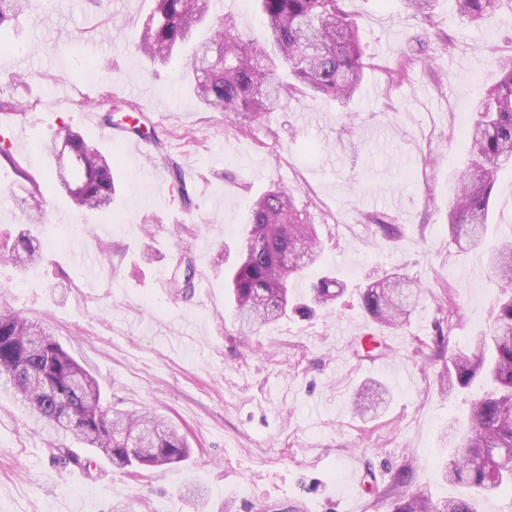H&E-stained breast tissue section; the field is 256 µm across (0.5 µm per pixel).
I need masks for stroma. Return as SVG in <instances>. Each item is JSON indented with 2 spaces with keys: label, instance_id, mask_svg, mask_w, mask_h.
Here are the masks:
<instances>
[{
  "label": "stroma",
  "instance_id": "35a3bbf8",
  "mask_svg": "<svg viewBox=\"0 0 512 512\" xmlns=\"http://www.w3.org/2000/svg\"><path fill=\"white\" fill-rule=\"evenodd\" d=\"M150 5L27 0L0 27V129L18 111L32 116L27 141L0 157V256L24 233L43 254L25 271L0 259V305L44 323L99 380L105 406L154 413L190 454L114 468L74 434L47 435L0 390V512H392L403 493L456 495L442 478V433L468 423L481 386L449 388L448 358L493 324L501 286L472 273L480 254L458 249L447 215L470 156L461 130L512 57V13L484 32L455 0L426 14L402 0H345L368 62L353 98L291 95L243 133L184 82L191 48L165 66L138 51ZM213 12L263 35L257 0H215ZM77 87L98 96L106 124L132 104L163 113L153 158L102 144ZM65 124L112 156L111 211L79 212L57 190L41 146ZM175 165L192 174L181 208L156 175ZM275 182L316 224L323 252L290 280L291 312L243 333L225 273L255 197ZM491 205L495 244L512 236V166L498 172ZM391 273L423 294L385 330L357 293ZM321 275L345 285L325 307L310 294ZM366 327L375 342L359 340ZM389 354L406 376L363 365ZM361 467L363 490L349 480ZM404 471L408 485L396 486Z\"/></svg>",
  "mask_w": 512,
  "mask_h": 512
}]
</instances>
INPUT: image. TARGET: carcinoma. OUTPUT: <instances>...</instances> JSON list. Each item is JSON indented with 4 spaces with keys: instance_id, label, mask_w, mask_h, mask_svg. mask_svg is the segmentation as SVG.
<instances>
[{
    "instance_id": "cac0c4a2",
    "label": "carcinoma",
    "mask_w": 512,
    "mask_h": 512,
    "mask_svg": "<svg viewBox=\"0 0 512 512\" xmlns=\"http://www.w3.org/2000/svg\"><path fill=\"white\" fill-rule=\"evenodd\" d=\"M138 49L158 66L194 43L188 84L211 109L248 129L275 111L282 98L299 92L310 98L349 100L366 63L359 26L342 0H258L266 42L252 39L230 20H214L209 36L197 39L209 14L210 0H152ZM471 25L493 22L505 0H455ZM23 0H0V25L17 16ZM285 65L292 82L276 78ZM471 162L460 173L448 226L457 244L471 249L484 243L489 204L498 171L512 164V62L504 65L496 85L477 102V119L465 131ZM72 181L62 186L75 209L103 210L112 205L114 184L105 154L77 134L70 135ZM247 237L232 274V295L240 326L253 328L287 314L288 278L315 265L322 251L315 228L302 217L287 188L274 185L260 194L250 210ZM25 267L41 260L39 240L19 238ZM293 264L284 268L286 254ZM491 273L503 284L492 326L476 337L474 349L450 358L448 384L468 388L482 382L484 394L472 403L471 422L462 430L448 423V457L444 476L461 489L434 504L420 493L395 503L393 512H478L481 501L512 487V453L492 471L486 461L495 448L512 449V240L486 250ZM344 285L326 276L313 282V300L327 304ZM413 289L398 276L359 292L361 306L378 323L395 328L409 315ZM0 383L28 410L36 423L56 431H73L112 465L161 467L188 456L185 440L163 420L147 412L109 410L101 402L96 379L41 323L0 308ZM139 435L153 452L131 455L120 441Z\"/></svg>"
}]
</instances>
